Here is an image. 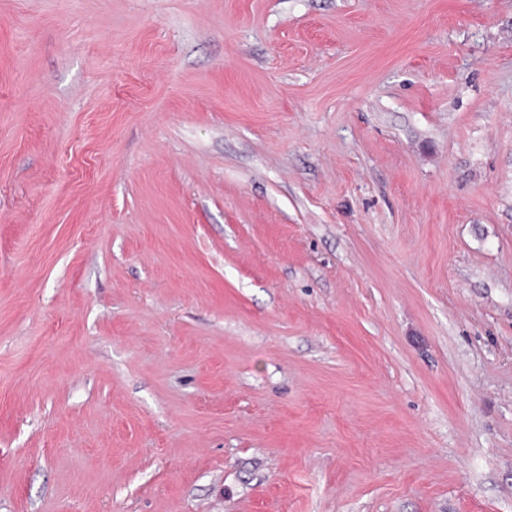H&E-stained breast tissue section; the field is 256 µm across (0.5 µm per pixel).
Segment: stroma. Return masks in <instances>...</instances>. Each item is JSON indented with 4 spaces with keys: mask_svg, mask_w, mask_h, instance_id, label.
<instances>
[{
    "mask_svg": "<svg viewBox=\"0 0 512 512\" xmlns=\"http://www.w3.org/2000/svg\"><path fill=\"white\" fill-rule=\"evenodd\" d=\"M0 512H512V0H0Z\"/></svg>",
    "mask_w": 512,
    "mask_h": 512,
    "instance_id": "stroma-1",
    "label": "stroma"
}]
</instances>
